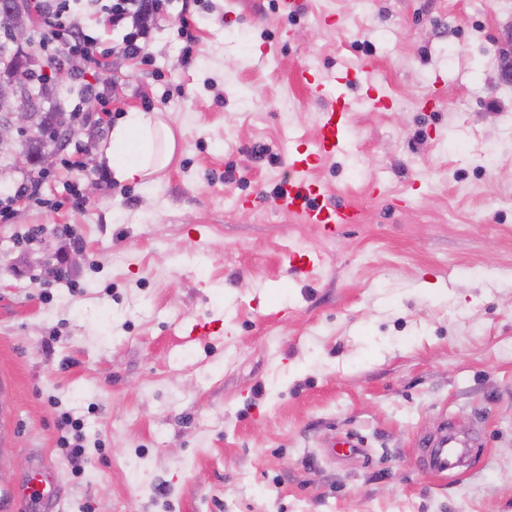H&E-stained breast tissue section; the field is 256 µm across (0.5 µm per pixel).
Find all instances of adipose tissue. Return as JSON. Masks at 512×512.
I'll return each mask as SVG.
<instances>
[{
  "label": "adipose tissue",
  "mask_w": 512,
  "mask_h": 512,
  "mask_svg": "<svg viewBox=\"0 0 512 512\" xmlns=\"http://www.w3.org/2000/svg\"><path fill=\"white\" fill-rule=\"evenodd\" d=\"M174 150V135L167 125L153 115L130 111L113 127L105 158L116 182H145Z\"/></svg>",
  "instance_id": "obj_1"
}]
</instances>
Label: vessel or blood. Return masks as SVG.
<instances>
[{
  "label": "vessel or blood",
  "instance_id": "1",
  "mask_svg": "<svg viewBox=\"0 0 512 512\" xmlns=\"http://www.w3.org/2000/svg\"><path fill=\"white\" fill-rule=\"evenodd\" d=\"M307 82L326 103L317 124L316 146L311 149L300 141L293 144L288 152L289 176L276 186L269 203L273 209L317 225L323 236L332 237L346 225L361 223L363 213L354 203L327 202L325 189L314 179L313 170L319 161L345 151L353 104L344 95L333 94L318 70H309ZM420 445L427 450L423 464L428 472L444 477L456 468L461 450L446 436L421 440Z\"/></svg>",
  "mask_w": 512,
  "mask_h": 512
}]
</instances>
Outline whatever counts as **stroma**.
<instances>
[{"instance_id":"1","label":"stroma","mask_w":512,"mask_h":512,"mask_svg":"<svg viewBox=\"0 0 512 512\" xmlns=\"http://www.w3.org/2000/svg\"><path fill=\"white\" fill-rule=\"evenodd\" d=\"M86 30L110 69L43 111L108 79L93 111L160 114L176 149L120 184L46 148L53 206L0 222V512L45 461L53 512H512V0H164L144 61ZM348 64L392 106L343 86L350 151L313 176L364 217L326 238L265 196L316 139L306 68ZM444 425L475 447L438 479L418 441Z\"/></svg>"}]
</instances>
